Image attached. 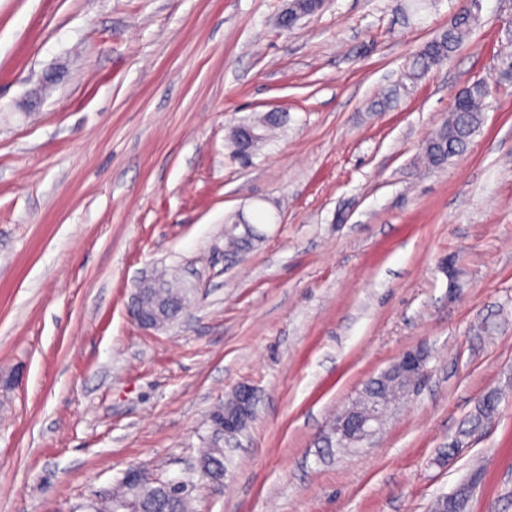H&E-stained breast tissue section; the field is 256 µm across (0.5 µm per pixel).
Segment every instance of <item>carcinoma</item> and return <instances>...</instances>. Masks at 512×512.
I'll return each instance as SVG.
<instances>
[{
  "mask_svg": "<svg viewBox=\"0 0 512 512\" xmlns=\"http://www.w3.org/2000/svg\"><path fill=\"white\" fill-rule=\"evenodd\" d=\"M478 19L471 14L460 15L456 23L440 32L427 42L413 57L408 68V76L418 79L431 68L450 59L462 45L468 34L477 25ZM489 88L485 81L474 80L455 94L454 106L448 118L425 141L423 158L432 166L440 167L448 159L463 153L472 137L480 128L486 110ZM283 123V115L268 113L251 122L241 124V128L252 127L259 131L252 142H247L244 133L232 130L229 139L232 152L239 160L252 158L256 146L265 138L266 131ZM227 251L235 253L249 248L259 235L253 224L245 226L237 218L227 222L224 229ZM161 287L149 288L139 294L138 304L143 314H163L171 319L182 308L191 290L176 288L168 280H159ZM409 376L381 375L365 389L358 406L365 411L378 413L393 393L398 392ZM198 466L217 473L224 472V451L221 448H203L198 456ZM138 512H189V498L172 494L160 482H149V493L138 507Z\"/></svg>",
  "mask_w": 512,
  "mask_h": 512,
  "instance_id": "1",
  "label": "carcinoma"
}]
</instances>
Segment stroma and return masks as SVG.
Instances as JSON below:
<instances>
[{
    "label": "stroma",
    "mask_w": 512,
    "mask_h": 512,
    "mask_svg": "<svg viewBox=\"0 0 512 512\" xmlns=\"http://www.w3.org/2000/svg\"><path fill=\"white\" fill-rule=\"evenodd\" d=\"M0 0V512H88L131 467L190 480L194 512H512V0L416 81L458 0ZM491 94L462 155L424 141L455 92ZM397 96L379 109L389 91ZM286 125L249 164L230 130ZM254 247L224 255L236 212ZM456 258L461 288L440 264ZM166 270V327L130 317ZM422 387L374 435L330 424L410 349ZM254 416L215 440L235 390ZM494 420L469 421L488 396ZM219 443L224 478L197 480ZM283 115L279 113H268L259 117L251 122L242 123L240 125L241 132L239 133L240 139L237 141V127H235L229 139L230 147L232 148V152L238 157L240 161L251 160L253 151L256 146L265 138L266 131L270 130L272 127L279 126L283 123ZM251 126L253 130H258L260 135L255 136L252 141V144H248L246 140V136L243 132L244 128ZM247 158V159H246Z\"/></svg>",
    "instance_id": "35a3bbf8"
}]
</instances>
